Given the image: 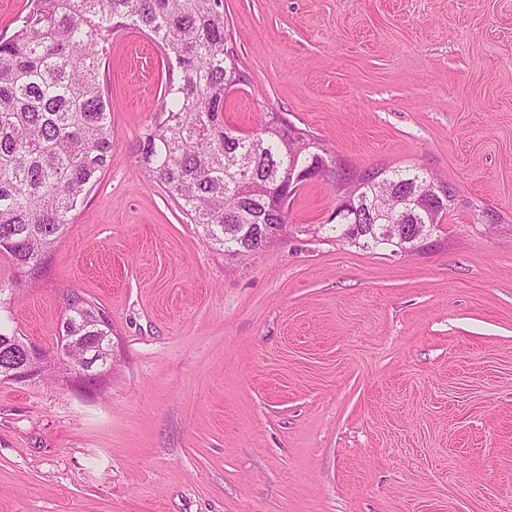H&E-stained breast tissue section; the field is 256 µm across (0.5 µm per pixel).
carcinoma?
<instances>
[{"instance_id":"obj_1","label":"carcinoma","mask_w":512,"mask_h":512,"mask_svg":"<svg viewBox=\"0 0 512 512\" xmlns=\"http://www.w3.org/2000/svg\"><path fill=\"white\" fill-rule=\"evenodd\" d=\"M127 29L148 35L166 68L162 119L140 137L138 162L224 255L248 256L266 226L288 225V205L318 164L346 202L329 230L349 244L407 250L420 239L417 225L431 230L446 218L445 201L429 215L413 205L377 211L382 192L410 203L424 194L426 173L338 169L331 151L277 112L250 134L224 124L228 93L248 78L223 0H30L0 38V255L26 276L39 275L112 163L100 68L112 33ZM384 224L407 231L387 237ZM62 322L81 345L112 342L110 320L77 294L66 295ZM13 342L0 330V381H16Z\"/></svg>"}]
</instances>
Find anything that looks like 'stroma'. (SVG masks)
<instances>
[{
    "mask_svg": "<svg viewBox=\"0 0 512 512\" xmlns=\"http://www.w3.org/2000/svg\"><path fill=\"white\" fill-rule=\"evenodd\" d=\"M250 83L351 167L454 203L422 247L332 232L253 259L201 237L134 154L160 51L100 69L112 163L0 327L52 347L63 291L112 322L99 390L0 383V512H512V0H224ZM336 207L313 181L292 224Z\"/></svg>",
    "mask_w": 512,
    "mask_h": 512,
    "instance_id": "obj_1",
    "label": "stroma"
}]
</instances>
